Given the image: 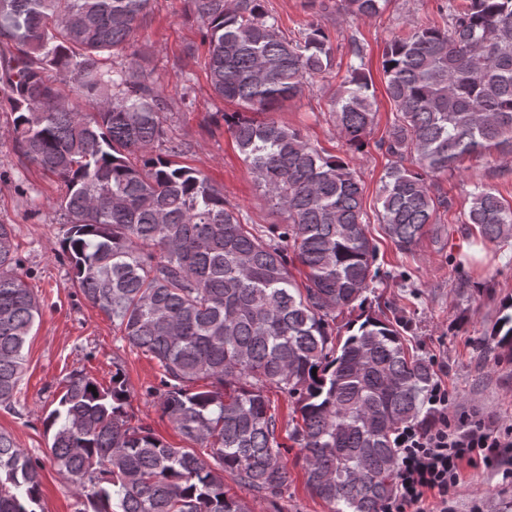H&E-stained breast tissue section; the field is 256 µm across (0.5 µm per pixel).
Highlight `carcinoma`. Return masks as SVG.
<instances>
[{"label": "carcinoma", "mask_w": 512, "mask_h": 512, "mask_svg": "<svg viewBox=\"0 0 512 512\" xmlns=\"http://www.w3.org/2000/svg\"><path fill=\"white\" fill-rule=\"evenodd\" d=\"M383 0H340L356 18ZM205 28L204 68L214 94L236 103L228 132L255 181L287 214L263 231L192 168L153 154L165 136L166 99L129 54L150 0H0V104L13 112L15 150L67 186L58 203L72 281L118 321L128 343L164 371L161 411L210 459L131 424L123 377L103 387L79 374L44 418L51 456L81 499L78 512H250L224 492V474L270 497L288 485L277 420L264 388L295 399L308 482L333 512H382L395 492L392 435L428 426L431 362L409 358L408 321L361 313L340 345L332 324L364 308L378 273L363 186L350 156L374 125L364 48L350 45L347 75L328 120L344 155L320 152L273 116L333 67L316 16L287 38L262 0H190ZM447 29L396 35L382 70L394 119L377 147L389 159L380 224L413 251L452 199L432 179L465 156L512 154V0H448ZM56 76H50V72ZM253 112L256 119L245 116ZM465 223L483 242L512 238V208L494 190L471 193ZM307 269L299 287L289 265ZM9 224H0V405L14 398L40 304L18 272ZM212 380V389L189 383ZM95 390H90V387ZM40 467L0 432V512H38Z\"/></svg>", "instance_id": "carcinoma-1"}]
</instances>
